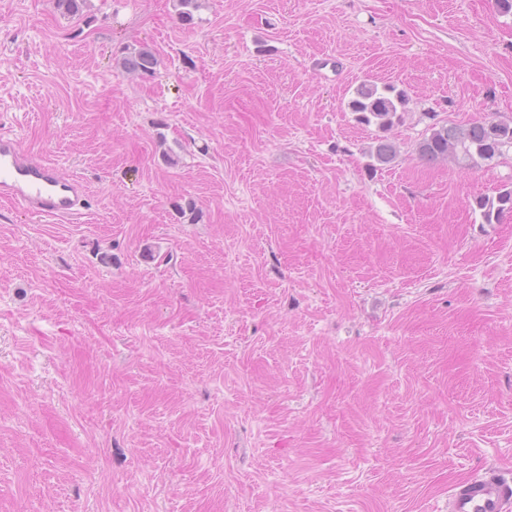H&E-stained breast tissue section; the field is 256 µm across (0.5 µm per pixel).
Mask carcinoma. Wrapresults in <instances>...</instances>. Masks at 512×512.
<instances>
[{"instance_id": "cac0c4a2", "label": "carcinoma", "mask_w": 512, "mask_h": 512, "mask_svg": "<svg viewBox=\"0 0 512 512\" xmlns=\"http://www.w3.org/2000/svg\"><path fill=\"white\" fill-rule=\"evenodd\" d=\"M55 9L63 15L77 16L87 7V0H54ZM157 65L155 53L146 48L132 52L124 59V69L149 75ZM404 95L392 86L379 88L373 81L360 83L349 102L351 111L358 113L359 120L367 125L375 124L385 130L394 123L398 106L403 104ZM512 146V125L494 121H475L464 127L452 124H437L430 134L418 143L420 159L433 162L451 158L468 166L475 159L490 161L502 154L503 148ZM397 155L395 145L386 140L377 141L372 157L380 164L391 163ZM484 223L499 222L506 210H512V191L500 193L496 199L481 197L476 199Z\"/></svg>"}]
</instances>
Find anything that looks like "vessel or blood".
Listing matches in <instances>:
<instances>
[{
    "label": "vessel or blood",
    "instance_id": "vessel-or-blood-1",
    "mask_svg": "<svg viewBox=\"0 0 512 512\" xmlns=\"http://www.w3.org/2000/svg\"><path fill=\"white\" fill-rule=\"evenodd\" d=\"M87 189L51 162L27 153L14 136L0 135V198L27 215L52 220L78 215ZM448 512H512V477L495 468L456 485Z\"/></svg>",
    "mask_w": 512,
    "mask_h": 512
}]
</instances>
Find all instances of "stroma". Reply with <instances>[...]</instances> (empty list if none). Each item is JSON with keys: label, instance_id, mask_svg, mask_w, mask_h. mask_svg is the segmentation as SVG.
I'll return each instance as SVG.
<instances>
[{"label": "stroma", "instance_id": "stroma-1", "mask_svg": "<svg viewBox=\"0 0 512 512\" xmlns=\"http://www.w3.org/2000/svg\"><path fill=\"white\" fill-rule=\"evenodd\" d=\"M484 119L496 0H0V133L87 187L0 200V512H445L512 471V212L475 204L512 147L416 152ZM157 62L155 53L152 50L143 47L135 50L126 57L123 62V67L125 70L131 72L150 75L154 72ZM404 100V95L396 92L394 87L384 86L380 89L375 82L367 80L355 88L349 107L352 112L358 113L362 123H373L385 130L393 125L398 105H402Z\"/></svg>", "mask_w": 512, "mask_h": 512}]
</instances>
